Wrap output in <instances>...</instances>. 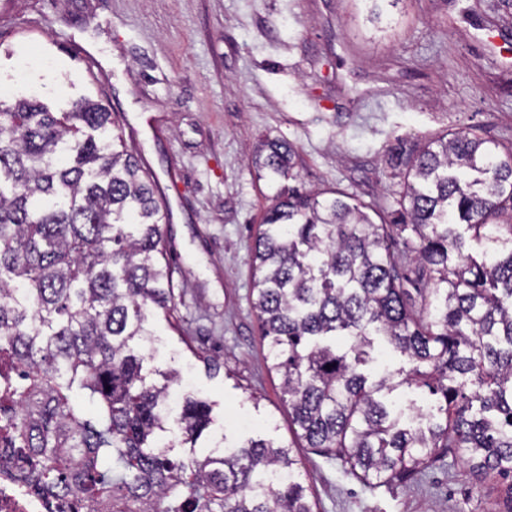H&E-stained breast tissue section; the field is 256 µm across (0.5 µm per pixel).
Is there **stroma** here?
<instances>
[{"label": "stroma", "mask_w": 512, "mask_h": 512, "mask_svg": "<svg viewBox=\"0 0 512 512\" xmlns=\"http://www.w3.org/2000/svg\"><path fill=\"white\" fill-rule=\"evenodd\" d=\"M386 13L378 32L361 0H0V95L22 84L56 109L102 99L167 203L174 309L152 322L150 365L181 370L213 404L197 454L224 435L295 437L250 297L276 192L251 163L263 142L294 146L285 186L353 195L379 224L396 220L403 190L391 147L459 131L512 143V0H399ZM296 454L318 512H498L496 482L460 461L367 486L339 460Z\"/></svg>", "instance_id": "35a3bbf8"}]
</instances>
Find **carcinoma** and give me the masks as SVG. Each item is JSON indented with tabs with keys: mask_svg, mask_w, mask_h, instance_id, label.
<instances>
[{
	"mask_svg": "<svg viewBox=\"0 0 512 512\" xmlns=\"http://www.w3.org/2000/svg\"><path fill=\"white\" fill-rule=\"evenodd\" d=\"M112 127L92 97L69 112L0 100V471L73 512H315L291 444L250 439L186 460L159 446L181 379L143 372L149 318L173 303L167 213L123 133L101 136ZM264 147L254 164L276 184L294 148ZM395 151L409 178L396 224L341 192L274 194L251 289L269 369L297 439L367 484H404L457 457L509 481L512 512V146L459 133ZM461 226L484 259L466 253ZM406 231L428 272L416 300L393 248ZM378 336L409 368L362 371ZM404 385L430 388L435 409L402 421L390 395ZM211 413L186 397L180 444L195 445Z\"/></svg>",
	"mask_w": 512,
	"mask_h": 512,
	"instance_id": "1",
	"label": "carcinoma"
}]
</instances>
